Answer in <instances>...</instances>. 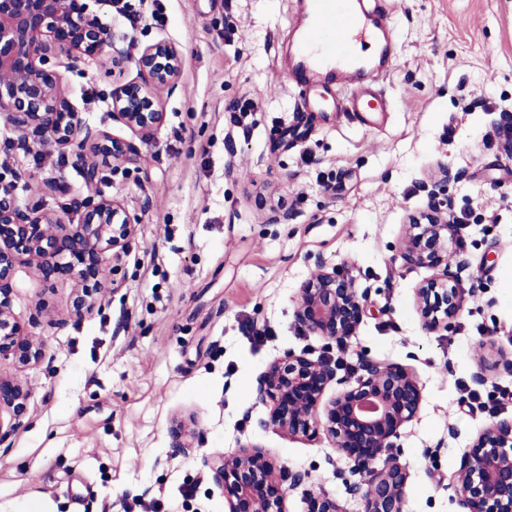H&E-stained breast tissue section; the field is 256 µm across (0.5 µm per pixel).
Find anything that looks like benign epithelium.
I'll return each mask as SVG.
<instances>
[{
  "mask_svg": "<svg viewBox=\"0 0 512 512\" xmlns=\"http://www.w3.org/2000/svg\"><path fill=\"white\" fill-rule=\"evenodd\" d=\"M106 56L112 65L134 64L141 82H129L112 94V120L150 139L162 122L150 86L174 82L182 54L171 42L144 47L128 58L114 49L112 35L89 6L72 0H0V111L25 149L38 147L65 154L92 138L80 112L68 101L58 68ZM106 149L120 164L131 161V148L107 135ZM27 182L20 166H0V360L17 369L35 367L47 357L45 345L28 334L15 316L10 289L15 267L25 262L43 278L69 276L87 284L99 282L110 257L126 250L133 224L123 204L102 198L87 206L75 224L44 212L23 208L17 191ZM462 225L454 223L447 204L431 202L428 211L410 221L402 250L406 263L429 264L436 273L416 289V304L429 332L448 329L475 285L449 279L450 261L458 257L452 244ZM317 273L300 289L296 321L307 333L344 344L354 335L366 307L367 294L336 268L315 261ZM97 289L83 288L74 315L92 313L99 305ZM361 374L328 401L327 386L336 378L329 357L316 360L291 351L274 359L258 379L256 399L269 407L265 425L288 437L324 435L336 453L367 474L354 487L361 512H403L407 472L396 447L400 428L419 412L422 386L403 367L365 358ZM28 391L16 376L0 372V443L21 425ZM210 468L224 477L225 512H283L286 488L305 475L285 473L262 447L250 445L211 457ZM448 488L464 512H512V421H495L477 436L459 467L448 474Z\"/></svg>",
  "mask_w": 512,
  "mask_h": 512,
  "instance_id": "benign-epithelium-1",
  "label": "benign epithelium"
}]
</instances>
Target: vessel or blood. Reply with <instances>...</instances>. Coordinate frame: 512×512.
Wrapping results in <instances>:
<instances>
[{
	"label": "vessel or blood",
	"instance_id": "b4317fda",
	"mask_svg": "<svg viewBox=\"0 0 512 512\" xmlns=\"http://www.w3.org/2000/svg\"><path fill=\"white\" fill-rule=\"evenodd\" d=\"M299 30L292 72L324 92L338 91L337 111L361 112L372 122L387 111L375 65L363 53L368 45L380 57L389 52L392 24L380 0H308Z\"/></svg>",
	"mask_w": 512,
	"mask_h": 512
}]
</instances>
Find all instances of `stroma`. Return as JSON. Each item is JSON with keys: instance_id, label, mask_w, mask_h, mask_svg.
I'll list each match as a JSON object with an SVG mask.
<instances>
[{"instance_id": "obj_1", "label": "stroma", "mask_w": 512, "mask_h": 512, "mask_svg": "<svg viewBox=\"0 0 512 512\" xmlns=\"http://www.w3.org/2000/svg\"><path fill=\"white\" fill-rule=\"evenodd\" d=\"M142 20L96 5L130 57L160 40L183 65L155 91L163 120L141 139L112 120V93L135 67L100 58L63 71L86 125L130 145L114 168L93 156L86 182L72 156L28 153L0 120V164L34 176L22 206L60 214L119 200L134 233L102 279L101 305L72 315L76 283L19 264L12 305L49 355L19 372L29 391L19 430L0 447V512H224V480L207 458L254 443L290 471L284 512L313 498L360 512L352 471L326 439L265 427L256 381L284 352L360 356L412 371L418 415L401 429L408 478L403 512H461L446 482L490 423L512 418V0H385L397 54L383 87L392 103L376 124L358 114L305 112L282 68L303 0H129ZM159 21H152L151 12ZM253 108L249 132L228 105ZM449 180H442V171ZM60 180L53 191L43 182ZM277 197L288 217L268 219ZM448 199L462 226L464 266L450 272L482 290L451 331L426 332L415 290L429 266L402 257L410 216ZM368 289L370 308L345 347L296 322L299 289L316 260ZM192 420L177 447L175 419ZM440 447L433 460L425 449Z\"/></svg>"}]
</instances>
